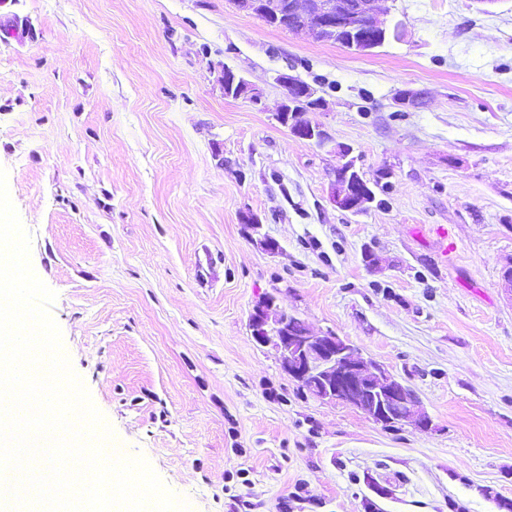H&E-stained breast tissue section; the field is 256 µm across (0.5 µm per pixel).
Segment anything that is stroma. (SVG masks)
Returning a JSON list of instances; mask_svg holds the SVG:
<instances>
[{
  "instance_id": "stroma-1",
  "label": "stroma",
  "mask_w": 512,
  "mask_h": 512,
  "mask_svg": "<svg viewBox=\"0 0 512 512\" xmlns=\"http://www.w3.org/2000/svg\"><path fill=\"white\" fill-rule=\"evenodd\" d=\"M381 7L398 36L357 54L233 0H0V167L31 268L112 441L189 512L512 500V0ZM291 65L325 101L308 120L388 172L386 205L336 208L334 153L274 120ZM227 67L261 105L225 97ZM266 293L384 364L431 429L303 393L251 335Z\"/></svg>"
}]
</instances>
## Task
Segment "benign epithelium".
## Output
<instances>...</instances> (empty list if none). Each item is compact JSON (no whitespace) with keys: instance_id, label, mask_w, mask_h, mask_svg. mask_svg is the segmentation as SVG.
<instances>
[{"instance_id":"obj_1","label":"benign epithelium","mask_w":512,"mask_h":512,"mask_svg":"<svg viewBox=\"0 0 512 512\" xmlns=\"http://www.w3.org/2000/svg\"><path fill=\"white\" fill-rule=\"evenodd\" d=\"M236 8L269 26L304 33L317 42H332L365 53L386 38L379 19L380 0H233ZM274 81L283 89V101L274 119L296 138L323 147L327 131L311 124L305 114L320 109L324 99L310 83L297 75L278 73ZM224 96L262 102V93L231 68H224ZM353 149L338 147L335 181L330 194L334 205L360 213L374 202L371 191L358 193L351 175L359 174ZM249 325L254 340L272 346L280 355L283 370L313 397L360 410L377 424L413 423L426 429L430 416L420 407L415 392L387 368L365 360L333 331L312 332L295 316L278 310L275 297L260 298L252 307Z\"/></svg>"}]
</instances>
